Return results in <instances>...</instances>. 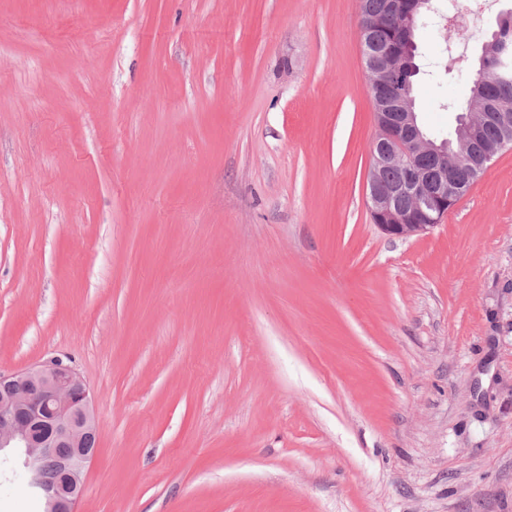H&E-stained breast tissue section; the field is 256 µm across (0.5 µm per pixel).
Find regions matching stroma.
Here are the masks:
<instances>
[{
	"label": "stroma",
	"mask_w": 512,
	"mask_h": 512,
	"mask_svg": "<svg viewBox=\"0 0 512 512\" xmlns=\"http://www.w3.org/2000/svg\"><path fill=\"white\" fill-rule=\"evenodd\" d=\"M360 19L0 0V374L93 392L75 512H512V150L382 234ZM486 36L418 29L426 130Z\"/></svg>",
	"instance_id": "1"
}]
</instances>
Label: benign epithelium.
<instances>
[{
    "label": "benign epithelium",
    "instance_id": "7a95c632",
    "mask_svg": "<svg viewBox=\"0 0 512 512\" xmlns=\"http://www.w3.org/2000/svg\"><path fill=\"white\" fill-rule=\"evenodd\" d=\"M368 90L373 102L378 134L371 146L366 199L374 224L387 236L424 235L439 226L452 208L458 177L448 166V146L425 139L415 126V113L401 100L387 94L388 84L399 73L389 54L364 51ZM512 126V115L499 111L498 101L488 99L474 122ZM512 148V136L480 150L475 168L486 169L499 153ZM398 178L386 184L385 171ZM410 196L427 210L426 220L397 205ZM93 399L76 370L61 358L21 373L0 375V456L3 462L23 469L40 512H74L82 496L85 471L93 455L85 451L87 439L96 434ZM54 460L61 477L48 478L42 462Z\"/></svg>",
    "mask_w": 512,
    "mask_h": 512
}]
</instances>
